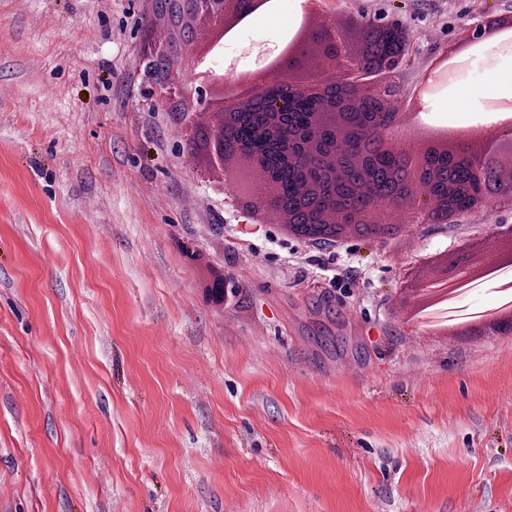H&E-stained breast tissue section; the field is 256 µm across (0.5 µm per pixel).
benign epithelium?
<instances>
[{"instance_id":"1","label":"benign epithelium","mask_w":512,"mask_h":512,"mask_svg":"<svg viewBox=\"0 0 512 512\" xmlns=\"http://www.w3.org/2000/svg\"><path fill=\"white\" fill-rule=\"evenodd\" d=\"M255 0H182L186 12L209 18L214 31V45L227 27L247 18L254 9ZM345 23L329 17L308 29L304 49L287 53L279 47L261 48L256 53L255 72L265 76L264 81H247L248 90L242 96L256 99L263 114L277 113L282 117L277 125L257 137L247 126L250 112L237 115L234 127L246 128V133L234 144L244 160L266 155L270 158L268 173L256 178L249 166H244L233 179H224L230 194L231 206L252 222L264 213L270 217L289 215L292 188L287 173L294 170L301 183L315 188L306 199L303 214L321 215L329 212L336 224H364L379 221L390 224L398 216L403 224H446L448 216H460L480 211L492 214L508 202L512 204V181H506L495 166V161L512 155V122L496 124L486 129L479 138L468 132L455 135L450 146L424 151L417 156V164L410 174L381 193L376 179H370L369 189L362 194L354 192L350 181L357 180L364 170L380 171L388 161L398 157L394 132L415 121L424 112L423 94L429 89L424 80L412 95L410 109H395L397 100L404 97L398 75L406 62L405 34L395 24L376 27L378 42L398 44L399 50L388 53L379 64L353 51L351 40L345 35ZM287 59L273 66L270 57ZM153 74L160 87V99L173 104L184 97L181 77L174 76L180 68L172 42L160 38L153 52ZM322 70L350 76L348 83L373 102L371 112H346L341 120L343 136L336 141V113H330L321 126L323 146L335 144L336 161L349 169L350 180H336L327 175L324 157L306 149L303 137L308 115L320 109V101L336 94V86L322 84L311 77ZM233 111L232 102L215 97L211 115L218 127L225 125V114ZM462 168L467 179L455 192H448V169ZM512 242V226L497 225V229L482 241H471L454 250L439 262L440 279L456 281L466 276L473 258H479L483 268L490 271L501 265L504 241Z\"/></svg>"}]
</instances>
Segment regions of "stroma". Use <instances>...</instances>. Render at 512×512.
I'll return each instance as SVG.
<instances>
[{"label": "stroma", "instance_id": "1", "mask_svg": "<svg viewBox=\"0 0 512 512\" xmlns=\"http://www.w3.org/2000/svg\"><path fill=\"white\" fill-rule=\"evenodd\" d=\"M320 10L408 29L412 93L512 0ZM301 17L281 0L214 50L191 19L181 70L251 69L241 48ZM161 35L158 0H0V512H512V326L440 334L414 292L512 206L349 236L336 266L356 280L336 286L189 150L210 97L192 81L187 109L158 101ZM476 50L427 125L512 112L489 85L512 41Z\"/></svg>", "mask_w": 512, "mask_h": 512}]
</instances>
